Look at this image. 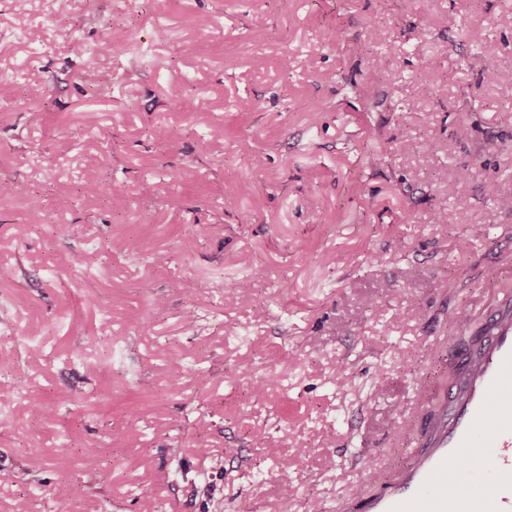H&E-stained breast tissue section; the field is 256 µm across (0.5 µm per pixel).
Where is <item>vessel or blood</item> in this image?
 <instances>
[{"mask_svg": "<svg viewBox=\"0 0 512 512\" xmlns=\"http://www.w3.org/2000/svg\"><path fill=\"white\" fill-rule=\"evenodd\" d=\"M457 380L428 434L416 437L409 465L350 512H512V295L485 318V332L462 346ZM488 473L477 489L448 492V473L465 476L473 456Z\"/></svg>", "mask_w": 512, "mask_h": 512, "instance_id": "obj_1", "label": "vessel or blood"}]
</instances>
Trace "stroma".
<instances>
[{
  "label": "stroma",
  "mask_w": 512,
  "mask_h": 512,
  "mask_svg": "<svg viewBox=\"0 0 512 512\" xmlns=\"http://www.w3.org/2000/svg\"><path fill=\"white\" fill-rule=\"evenodd\" d=\"M509 6L0 0V512H343L405 466L512 289Z\"/></svg>",
  "instance_id": "stroma-1"
}]
</instances>
